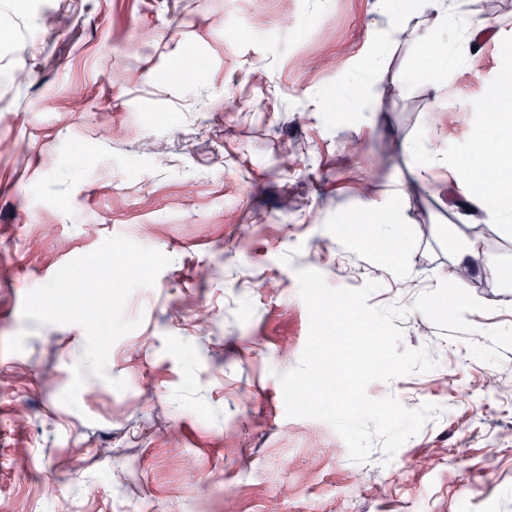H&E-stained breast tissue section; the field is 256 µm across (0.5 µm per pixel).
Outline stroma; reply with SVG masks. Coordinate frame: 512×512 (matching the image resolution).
Instances as JSON below:
<instances>
[{"mask_svg": "<svg viewBox=\"0 0 512 512\" xmlns=\"http://www.w3.org/2000/svg\"><path fill=\"white\" fill-rule=\"evenodd\" d=\"M402 2L0 0V512H512V287L489 268L481 306L443 308L466 293L457 214L491 188L475 174L496 164L479 148L501 137L484 115L512 85V0H458L426 51ZM59 11L69 27L38 24ZM357 80L380 120L337 111ZM422 138L464 175L401 200L404 246L379 256L368 217ZM117 235L171 262L74 409L85 332L23 300ZM301 269L378 282L369 305L405 308L402 347L436 360L367 387L438 408L394 455L353 462L328 423L287 416Z\"/></svg>", "mask_w": 512, "mask_h": 512, "instance_id": "obj_1", "label": "stroma"}]
</instances>
